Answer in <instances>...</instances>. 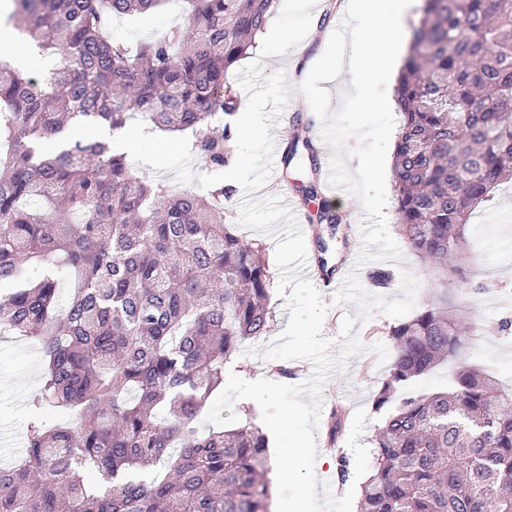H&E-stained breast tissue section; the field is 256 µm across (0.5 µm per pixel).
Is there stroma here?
Instances as JSON below:
<instances>
[{"instance_id":"stroma-1","label":"stroma","mask_w":512,"mask_h":512,"mask_svg":"<svg viewBox=\"0 0 512 512\" xmlns=\"http://www.w3.org/2000/svg\"><path fill=\"white\" fill-rule=\"evenodd\" d=\"M318 45L304 38L281 56L264 58L266 72H283L289 85L286 106L289 113L310 115L311 108L295 86L297 72L292 69L296 58L309 59L317 54ZM345 224L339 225L328 241V258L338 261L360 254L359 227L365 219L361 210H345ZM470 249L474 260L463 263V294L469 307V331L465 345L454 362H448L432 374L413 382L415 392H427L447 386L457 363L482 365L493 371L504 387H512V182L496 192L492 202L479 207L469 226ZM277 360H262L244 355L224 369L225 389L216 391L209 402L204 424L236 426L245 420L244 404L230 385L241 377L258 371L272 372L274 381L297 384L311 376L313 366L304 360L288 362L287 374ZM387 362L369 352L349 359L344 369L334 371L321 390L322 414L341 407L347 412L364 408L368 418L360 437L370 444L382 414L376 413L373 400L386 376ZM43 372V356L34 341L17 337L0 341V453L9 461L22 454L29 401L38 390Z\"/></svg>"}]
</instances>
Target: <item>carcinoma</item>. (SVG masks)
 I'll use <instances>...</instances> for the list:
<instances>
[{
	"label": "carcinoma",
	"instance_id": "1",
	"mask_svg": "<svg viewBox=\"0 0 512 512\" xmlns=\"http://www.w3.org/2000/svg\"><path fill=\"white\" fill-rule=\"evenodd\" d=\"M174 2L185 25L136 46L108 35L114 18ZM275 3L12 0L14 28L63 63L40 83L0 58V336L31 338L44 358L24 459L0 463V512H269L268 437L249 419L198 427L226 364L272 317L265 249L224 212L233 189L146 180L105 139L47 155L37 144L72 120L115 136L139 117L226 165L235 133L214 131L211 115L236 111L229 74ZM396 97L397 230L443 288L389 328L357 512H512V393L493 373L461 366L447 388L392 403L463 346L462 305L448 297L462 271L448 260L465 251L475 208L512 181V0H425ZM311 126H294L282 157L289 170L306 156L308 199ZM46 403L79 411L77 425L47 426Z\"/></svg>",
	"mask_w": 512,
	"mask_h": 512
}]
</instances>
